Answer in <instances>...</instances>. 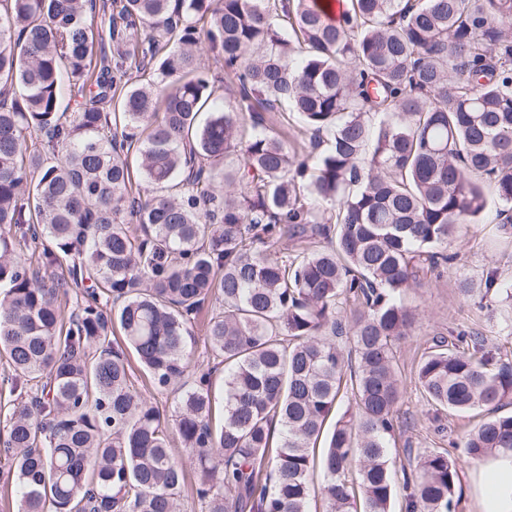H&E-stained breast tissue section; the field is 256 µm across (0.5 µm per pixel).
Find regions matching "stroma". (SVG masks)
Here are the masks:
<instances>
[{"label":"stroma","instance_id":"obj_1","mask_svg":"<svg viewBox=\"0 0 512 512\" xmlns=\"http://www.w3.org/2000/svg\"><path fill=\"white\" fill-rule=\"evenodd\" d=\"M495 214V209H488L484 219L468 225L451 239L448 249L457 253L456 263L440 278L424 282L404 297L406 304L419 314L421 330L399 344L398 365L404 381L399 404L401 434L396 437L390 453L402 459L410 449L418 452L427 448H450L460 462L456 512H478L468 485V475L476 462L466 456L463 448L451 447L450 441L452 436L475 427L482 416L475 412L447 414L442 419L446 432L438 434L415 373L422 353L432 346L435 337H447L462 329L491 333L493 322L488 310L463 299L457 292V283L464 277L480 281L491 269L502 277L512 278V227L505 229L495 224Z\"/></svg>","mask_w":512,"mask_h":512}]
</instances>
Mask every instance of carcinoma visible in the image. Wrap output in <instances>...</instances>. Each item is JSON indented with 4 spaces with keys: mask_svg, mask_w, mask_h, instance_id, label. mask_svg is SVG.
Here are the masks:
<instances>
[{
    "mask_svg": "<svg viewBox=\"0 0 512 512\" xmlns=\"http://www.w3.org/2000/svg\"><path fill=\"white\" fill-rule=\"evenodd\" d=\"M511 22L512 0H347L334 22L320 0H0V355L20 399L0 447L20 512H179L185 470L129 350L177 395L204 512H390L396 349L420 323L402 296L453 262L484 183L512 224ZM272 112L327 148L289 153ZM458 292L512 335V279ZM207 303L220 424L211 372L190 370ZM417 381L438 411L487 412L468 455L512 450V362L488 336L437 339ZM414 461L405 512H456L448 450Z\"/></svg>",
    "mask_w": 512,
    "mask_h": 512,
    "instance_id": "obj_1",
    "label": "carcinoma"
}]
</instances>
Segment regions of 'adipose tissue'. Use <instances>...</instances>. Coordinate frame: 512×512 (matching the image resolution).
I'll return each mask as SVG.
<instances>
[{"label": "adipose tissue", "instance_id": "obj_1", "mask_svg": "<svg viewBox=\"0 0 512 512\" xmlns=\"http://www.w3.org/2000/svg\"><path fill=\"white\" fill-rule=\"evenodd\" d=\"M480 512H512V451L483 459L472 475Z\"/></svg>", "mask_w": 512, "mask_h": 512}]
</instances>
